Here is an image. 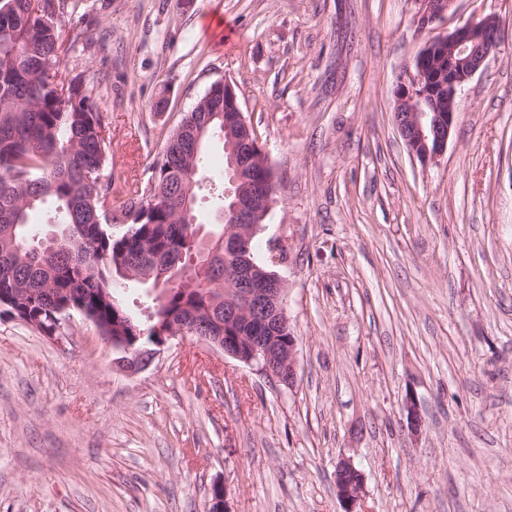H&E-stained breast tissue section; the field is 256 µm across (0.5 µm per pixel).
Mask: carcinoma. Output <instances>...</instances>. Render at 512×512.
<instances>
[{
	"mask_svg": "<svg viewBox=\"0 0 512 512\" xmlns=\"http://www.w3.org/2000/svg\"><path fill=\"white\" fill-rule=\"evenodd\" d=\"M0 0V293L24 288L35 297L30 316L50 328V308L67 298L83 305L110 336H139L135 347L154 349L167 318L205 311L225 288L224 254L198 250L199 225L178 209L191 181L207 167L202 144L226 137L224 92L216 82L184 114L167 138L147 182L117 208L112 181L99 180L109 163L105 125L81 82L53 70L74 44L62 39L78 0ZM124 231L112 234V225ZM70 232L53 251L50 234ZM162 262L189 274L170 283ZM158 291L143 324L120 287Z\"/></svg>",
	"mask_w": 512,
	"mask_h": 512,
	"instance_id": "carcinoma-1",
	"label": "carcinoma"
}]
</instances>
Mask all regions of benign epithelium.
I'll list each match as a JSON object with an SVG mask.
<instances>
[{
    "instance_id": "1",
    "label": "benign epithelium",
    "mask_w": 512,
    "mask_h": 512,
    "mask_svg": "<svg viewBox=\"0 0 512 512\" xmlns=\"http://www.w3.org/2000/svg\"><path fill=\"white\" fill-rule=\"evenodd\" d=\"M457 0H417L416 23L423 31L455 11ZM501 41L500 20L489 14L475 22L456 26L448 34L427 41L413 60L394 91L396 130L409 154L423 165L437 163L445 154L448 140L456 122L459 94L473 77L484 69L488 59ZM224 131L231 126L249 130L252 124L241 109L231 81L223 80ZM229 154V185L224 187L225 205L221 215L232 219L224 227V260L229 262L238 254L241 242L255 236L260 219L268 216L274 194V174L264 180H255L252 190L243 191L241 171L251 162L255 153L267 157L259 139L247 138L246 146L235 147L231 138L225 145ZM232 287L224 290V320L213 319L216 330L202 340L272 378L288 376V386L296 380V337L263 336L255 332H239V323L260 326H288L284 304L285 284L274 277L273 286L258 281L253 269L234 263L225 274ZM67 305L54 312L52 331L46 337L59 340L62 324L70 315ZM197 320L188 318L171 322L164 342L187 334H195ZM121 358L119 368L127 373L146 369L160 355L156 350L145 355L129 357V348L123 338L106 337ZM364 475L349 459L336 464L337 494L345 505L344 512H357L356 506L363 491Z\"/></svg>"
}]
</instances>
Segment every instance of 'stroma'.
<instances>
[{
	"instance_id": "1",
	"label": "stroma",
	"mask_w": 512,
	"mask_h": 512,
	"mask_svg": "<svg viewBox=\"0 0 512 512\" xmlns=\"http://www.w3.org/2000/svg\"><path fill=\"white\" fill-rule=\"evenodd\" d=\"M60 69L109 126L112 203L152 175L217 80L277 180L256 236L279 253L293 386L187 335L141 372L71 313L59 341L0 314V512H512V0H87ZM499 16L443 158L393 123L423 44ZM165 111H156L160 99ZM424 421L408 425L406 395ZM458 0H417L418 10L416 23L418 29L423 31L430 25L446 18L455 11ZM364 475L350 459H341L336 464L337 494L345 505L344 512H357L356 506L363 491Z\"/></svg>"
}]
</instances>
